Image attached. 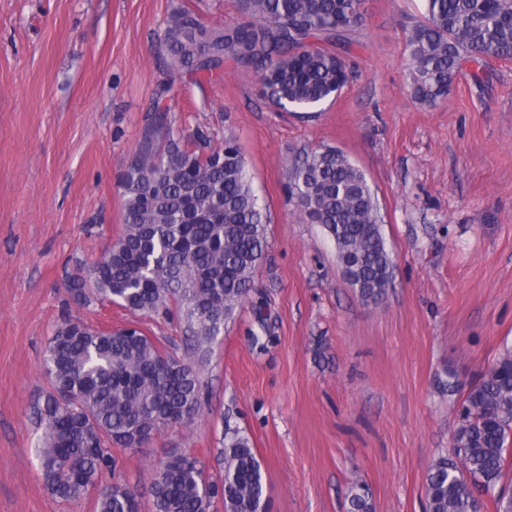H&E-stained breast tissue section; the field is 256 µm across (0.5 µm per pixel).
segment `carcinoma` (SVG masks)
<instances>
[{
  "mask_svg": "<svg viewBox=\"0 0 512 512\" xmlns=\"http://www.w3.org/2000/svg\"><path fill=\"white\" fill-rule=\"evenodd\" d=\"M406 47L412 94L432 106L457 73L483 74L488 56L512 59V0H423ZM364 0H240L244 21L208 24L177 9L164 36L165 81L147 109L133 164L120 176L121 235L68 291L78 303L116 302L134 312L175 308L189 341L188 360L136 330H98L70 316L48 340L41 367L51 391L35 413L38 448L51 493L74 500L90 493L96 512H142L137 492L112 478L116 445L135 450L156 433L201 415L199 363L253 286L266 225L246 161L232 140L213 148L198 129L174 127L163 103L189 75L210 79L226 63L259 76L260 94L276 111L305 112L339 96L350 78L335 47L363 21ZM288 199L320 224L336 245L339 266L359 298L377 304L391 284L392 261L381 233L375 191L339 149L319 145L287 164ZM462 393L455 408L451 457L426 476L428 512H481L477 490L490 492L512 460V353L461 390L454 372L444 384ZM224 475L208 481L185 449L153 467V512H267L265 478L249 437L224 434ZM350 512H371L368 488L349 494Z\"/></svg>",
  "mask_w": 512,
  "mask_h": 512,
  "instance_id": "cac0c4a2",
  "label": "carcinoma"
}]
</instances>
